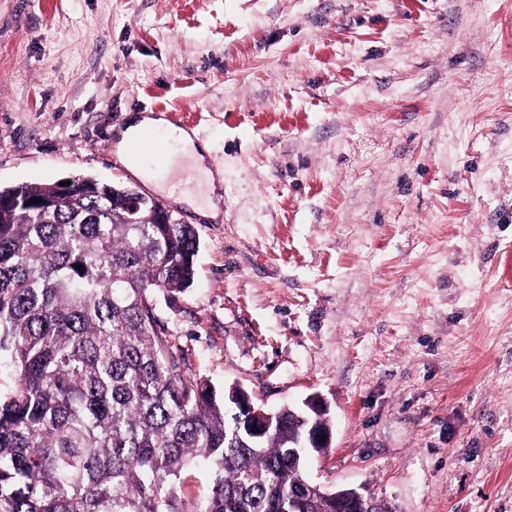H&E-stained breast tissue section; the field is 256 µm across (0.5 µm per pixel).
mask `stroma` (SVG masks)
Returning <instances> with one entry per match:
<instances>
[{
    "instance_id": "obj_1",
    "label": "stroma",
    "mask_w": 512,
    "mask_h": 512,
    "mask_svg": "<svg viewBox=\"0 0 512 512\" xmlns=\"http://www.w3.org/2000/svg\"><path fill=\"white\" fill-rule=\"evenodd\" d=\"M170 112L218 219L116 149ZM82 176L194 227L156 325L184 378L319 397L311 480L512 512V0H0V189ZM168 136L178 145V156L181 162L196 172L199 177H202L208 187L207 205H203L199 198L188 189L179 192L178 200L196 209L205 217L217 219L219 211L212 202V197L216 193L218 186L212 172L205 165L206 155L210 153V147L207 143H196L187 132L180 128L170 127L168 129Z\"/></svg>"
}]
</instances>
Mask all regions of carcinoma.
Segmentation results:
<instances>
[{
    "label": "carcinoma",
    "instance_id": "obj_1",
    "mask_svg": "<svg viewBox=\"0 0 512 512\" xmlns=\"http://www.w3.org/2000/svg\"><path fill=\"white\" fill-rule=\"evenodd\" d=\"M153 212L125 223L86 177L0 190V512H288V449L325 412L284 406L260 435L229 392L177 373L149 299L192 284L199 241ZM190 468L210 474L192 498Z\"/></svg>",
    "mask_w": 512,
    "mask_h": 512
}]
</instances>
